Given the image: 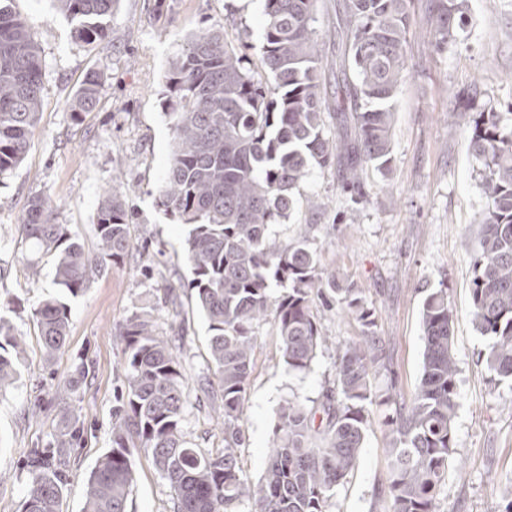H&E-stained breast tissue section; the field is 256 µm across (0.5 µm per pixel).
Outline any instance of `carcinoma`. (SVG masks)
Segmentation results:
<instances>
[{
  "instance_id": "carcinoma-1",
  "label": "carcinoma",
  "mask_w": 512,
  "mask_h": 512,
  "mask_svg": "<svg viewBox=\"0 0 512 512\" xmlns=\"http://www.w3.org/2000/svg\"><path fill=\"white\" fill-rule=\"evenodd\" d=\"M77 42L103 44L116 0H57ZM317 0H264L262 58L266 82L244 67V57L218 29L191 34L169 63L166 116L173 131L159 200L186 226L183 257L188 287L207 321L210 360L224 403V449L188 446L183 414L189 383L167 339L145 315L125 322L126 382L116 396L112 448L89 477L83 512H127L135 456L151 457L174 499L176 512H328V499L358 468L378 397L376 373L387 369L374 310L358 289L325 273L317 251L300 238L282 243L271 226L284 223L301 184L315 170L334 168L341 187L367 200L363 168L391 169L395 115L392 102L405 78L404 46L421 19L436 53L447 50L469 24V0H341L336 28L341 45L328 69L317 51ZM100 75L88 73L69 104L76 119L96 109ZM42 58L27 23L0 5V178L27 152L41 107ZM333 123L326 126L325 113ZM469 148L478 165L485 208L474 261L471 306L477 330L488 337L487 368L512 383V112L491 109L475 117ZM131 212L125 197L107 191L99 202L98 252L90 255L56 223L53 207L31 202L23 220L35 252L59 251L55 281L73 296L129 249ZM336 303L362 327L361 339L339 347L333 386L317 399L289 397L280 405L261 478L239 473L254 333L273 321L284 363L310 370L323 339L311 296ZM46 356L57 352L70 311L56 296L34 310ZM422 374L412 398L399 402L388 387V451L393 457L389 512H435L437 493L455 453L458 408L453 311L444 288L424 298ZM23 351L21 338L0 315V388L17 378L6 347ZM32 448V483L24 512H61L73 441Z\"/></svg>"
}]
</instances>
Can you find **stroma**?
<instances>
[{
	"instance_id": "obj_1",
	"label": "stroma",
	"mask_w": 512,
	"mask_h": 512,
	"mask_svg": "<svg viewBox=\"0 0 512 512\" xmlns=\"http://www.w3.org/2000/svg\"><path fill=\"white\" fill-rule=\"evenodd\" d=\"M31 28L43 62L42 110L28 150L0 179V315L25 340L21 376L0 389V512H23L32 475L30 449L44 448L79 428L62 512H83L88 477L112 446V407L125 382L121 328L147 315L185 360L190 379L183 431L189 444L216 450L224 427L219 402L201 389L213 375L207 323L187 283L185 228L158 205V186L173 140L165 115L169 61L203 28L223 30L246 46L245 65L269 80L261 62L263 0H117L107 47L72 38L71 20L53 0H11ZM471 21L457 43L429 52L431 39L413 28L406 79L394 100L393 163L389 173L366 168V202L341 192L336 171L313 172L278 239L307 238L322 267L358 288L371 303L385 341L393 387L409 400L422 373L421 309L426 294L444 287L454 315L459 408L456 448L437 496V512H504L512 500V385L493 380L485 363L489 343L476 330L470 305L480 213V175L469 153L468 130L450 122L449 106L469 112L512 101V0H470ZM102 75L97 108L74 120L68 105L88 71ZM126 195L134 216L130 251L83 292L64 295L70 309L63 348L45 356L35 308L59 292L54 253L32 254L21 228L32 200L56 210L57 223L86 252L96 253L94 219L107 189ZM316 195L323 210L309 208ZM174 287L173 297L164 290ZM312 310L327 342L309 371H290L273 322L255 330L238 450L243 477L257 480L266 465L276 414L285 398L314 399L334 379L338 347L359 340L358 322L314 299ZM372 406L359 467L328 501V512H388L380 492L390 478L385 418ZM174 498L150 458L137 456L128 512H174Z\"/></svg>"
}]
</instances>
